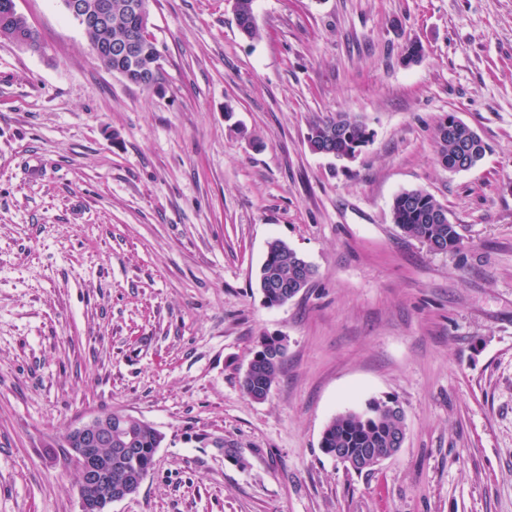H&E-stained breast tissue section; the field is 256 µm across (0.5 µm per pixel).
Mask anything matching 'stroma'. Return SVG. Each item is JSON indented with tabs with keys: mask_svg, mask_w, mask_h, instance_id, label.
Masks as SVG:
<instances>
[{
	"mask_svg": "<svg viewBox=\"0 0 512 512\" xmlns=\"http://www.w3.org/2000/svg\"><path fill=\"white\" fill-rule=\"evenodd\" d=\"M0 40V512H79L69 429L121 410L164 439L112 512H512V0H150L164 80L106 70L62 0H15ZM423 59L405 65L410 41ZM348 112L371 140L313 153ZM490 150L438 161L448 113ZM465 226L430 251L402 191ZM316 274L270 308L269 241ZM287 356L265 401L259 336ZM398 400L406 439L358 474L335 415ZM11 2L10 12L14 14L15 18L20 21L21 24L25 25L26 30L20 29L16 21L8 15V11L5 10L4 4ZM31 27L28 19L16 9L15 1L13 0H0V39H4L13 43V40L19 36L25 39L32 52H38L41 49L40 42L36 31ZM236 21L241 33L249 39L256 38L259 33L255 24V16L253 10L254 0H234ZM443 208L434 196L421 189L403 191L392 203V221L408 237L418 240L430 251L453 252L463 245L459 224L440 223L436 214ZM257 346V345H256ZM256 346L252 352V357L249 360L251 364L250 377L248 380H244V375L240 382V387L243 394L249 397V393L255 396H264L265 400L278 377L281 370L283 360L286 355V350L282 352L287 346L286 338L272 337L266 345L262 347V350L266 353L268 358H274L282 352L277 363H273L271 360L266 358H260L256 355Z\"/></svg>",
	"mask_w": 512,
	"mask_h": 512,
	"instance_id": "35a3bbf8",
	"label": "stroma"
}]
</instances>
